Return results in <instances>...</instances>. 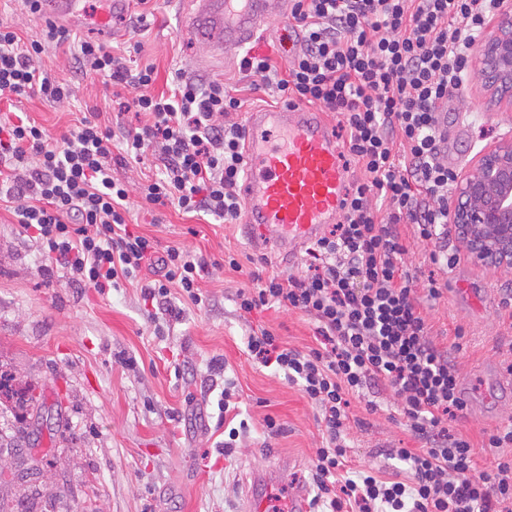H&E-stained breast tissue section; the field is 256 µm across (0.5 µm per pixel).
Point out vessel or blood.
<instances>
[{
	"label": "vessel or blood",
	"mask_w": 512,
	"mask_h": 512,
	"mask_svg": "<svg viewBox=\"0 0 512 512\" xmlns=\"http://www.w3.org/2000/svg\"><path fill=\"white\" fill-rule=\"evenodd\" d=\"M281 0H203L197 27L218 51L249 43ZM244 156L246 222L263 242L303 244L337 223L346 195L344 161L324 113L295 103L250 113ZM276 470L253 475L244 512H271Z\"/></svg>",
	"instance_id": "obj_1"
}]
</instances>
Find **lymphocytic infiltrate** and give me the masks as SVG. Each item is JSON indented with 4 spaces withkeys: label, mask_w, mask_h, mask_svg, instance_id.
<instances>
[{
    "label": "lymphocytic infiltrate",
    "mask_w": 512,
    "mask_h": 512,
    "mask_svg": "<svg viewBox=\"0 0 512 512\" xmlns=\"http://www.w3.org/2000/svg\"><path fill=\"white\" fill-rule=\"evenodd\" d=\"M501 0H293L288 16L301 33L287 69L272 57L245 54L241 70L256 89L282 102L317 105L338 118L342 147L366 177L349 184L342 220L315 240L318 264L303 276L270 275L258 256L234 303L248 315L272 307L297 310L316 324L317 347H288L262 328L248 337L251 356L275 367L318 411L322 441L310 470V512H512V458L492 471L478 467L479 448L512 444V427L482 431L479 440L450 433L448 421L466 408L459 372L447 347L430 334L406 265L399 225L412 224L433 242L432 264L454 266L442 240L455 170L441 154L439 103L462 82L486 18ZM68 55L76 73H94L130 90L120 104L144 121L113 131L97 114L53 139L25 114H0V202L11 204L23 233L71 282L105 291L140 284L145 302L169 313L170 294L194 305L209 298L200 286L208 267L195 251L160 248L132 230L129 191L112 176L113 160L160 167L139 185L142 205L177 204L186 213L234 224L242 216L244 101L219 81L176 69L170 94H156L154 66L131 70L92 41L75 42L50 22L21 37L0 21V101L34 95L71 99L70 80L39 64L47 49ZM120 157H113V144ZM150 281H142L143 272ZM389 390L396 413L418 448H390L396 470L348 468L349 398Z\"/></svg>",
    "instance_id": "lymphocytic-infiltrate-1"
}]
</instances>
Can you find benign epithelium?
Instances as JSON below:
<instances>
[{
	"label": "benign epithelium",
	"instance_id": "7a95c632",
	"mask_svg": "<svg viewBox=\"0 0 512 512\" xmlns=\"http://www.w3.org/2000/svg\"><path fill=\"white\" fill-rule=\"evenodd\" d=\"M478 74L495 106L512 108V14L487 38ZM453 224L466 254L483 264L512 267V141L484 152L458 181Z\"/></svg>",
	"mask_w": 512,
	"mask_h": 512
}]
</instances>
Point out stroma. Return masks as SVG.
<instances>
[{
	"label": "stroma",
	"mask_w": 512,
	"mask_h": 512,
	"mask_svg": "<svg viewBox=\"0 0 512 512\" xmlns=\"http://www.w3.org/2000/svg\"><path fill=\"white\" fill-rule=\"evenodd\" d=\"M200 0H132L112 17V37L102 39L98 17L105 0H82L84 22L77 39L103 42L129 68L154 65V92L168 91L174 69L225 81L239 88L244 112L271 105L268 89L250 90L238 60L224 59L195 29ZM146 23H139L138 13ZM281 16L270 17L248 48L286 67L290 52ZM23 111L59 136L82 112H96L112 127L134 124L133 113L112 102L103 77L87 75L74 98L50 103L40 97L1 104ZM446 129L441 149L449 167L464 174L485 151L512 139V110L490 105L476 72L441 113ZM140 232L161 246L183 245L201 252L208 268L201 282L209 303L196 307L172 294L173 314L155 316L139 288L124 285L101 293L71 284L62 268L46 270L36 245L19 233L0 205V370L19 399L0 395V457L11 458L21 432L39 413L54 417L31 448L32 467L23 477L0 479V512H241L251 471L281 465L278 493L308 489L314 451L321 435L317 411L274 369L247 350L252 331L267 328L288 344L315 346V325L297 311L271 308L240 316L234 295L239 273L224 268L225 250L265 253L270 271L298 273L305 257L285 264L278 251L260 249L241 224L214 216H191L168 205L151 213L134 211ZM406 261L416 270L415 296L430 333L450 348L467 402L454 430L478 437L481 430L512 424V311L501 300L512 295V268H494L461 255L443 271L431 264V242L411 224L400 225ZM445 288L427 292L428 279ZM242 395L246 433L229 440L218 421L217 402L225 380ZM352 399L348 437L354 463L391 468L386 448L418 442L391 420L390 394ZM279 433L267 434L265 416ZM232 450H225V441Z\"/></svg>",
	"instance_id": "35a3bbf8"
}]
</instances>
